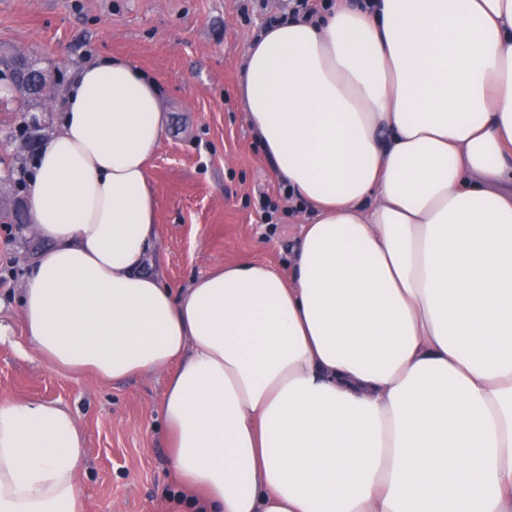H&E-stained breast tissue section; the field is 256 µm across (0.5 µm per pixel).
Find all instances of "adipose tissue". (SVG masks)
Listing matches in <instances>:
<instances>
[{
  "instance_id": "1",
  "label": "adipose tissue",
  "mask_w": 512,
  "mask_h": 512,
  "mask_svg": "<svg viewBox=\"0 0 512 512\" xmlns=\"http://www.w3.org/2000/svg\"><path fill=\"white\" fill-rule=\"evenodd\" d=\"M239 90L315 212L289 272H152L169 117L106 54L28 179L27 352L162 373L193 512H512V0H339L261 30ZM84 463L69 409L0 403V512H85Z\"/></svg>"
}]
</instances>
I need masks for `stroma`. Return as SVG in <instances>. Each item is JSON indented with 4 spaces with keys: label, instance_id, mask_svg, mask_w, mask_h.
I'll use <instances>...</instances> for the list:
<instances>
[{
    "label": "stroma",
    "instance_id": "stroma-1",
    "mask_svg": "<svg viewBox=\"0 0 512 512\" xmlns=\"http://www.w3.org/2000/svg\"><path fill=\"white\" fill-rule=\"evenodd\" d=\"M284 0H0V53H20L48 76L45 93L0 102V210L28 212L27 171L56 130V106L74 71L102 54L126 58L157 79L169 115L150 164L159 255L171 288L207 269L265 261L289 270L306 211L289 200L242 110L246 52ZM276 204L272 219L259 194ZM42 248L32 224L0 223V403L49 401L68 408L86 440L80 481L86 512H171L164 381L74 375L24 355L17 300Z\"/></svg>",
    "mask_w": 512,
    "mask_h": 512
}]
</instances>
